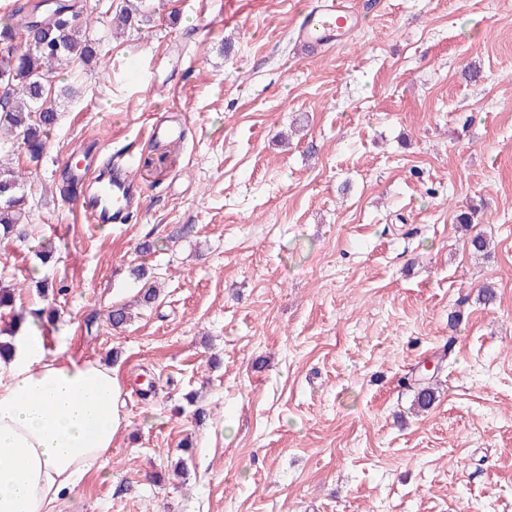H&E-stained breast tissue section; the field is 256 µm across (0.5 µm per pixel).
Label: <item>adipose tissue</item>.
Instances as JSON below:
<instances>
[{"mask_svg": "<svg viewBox=\"0 0 512 512\" xmlns=\"http://www.w3.org/2000/svg\"><path fill=\"white\" fill-rule=\"evenodd\" d=\"M39 319L0 360V512H54L121 425L111 367L48 356Z\"/></svg>", "mask_w": 512, "mask_h": 512, "instance_id": "obj_1", "label": "adipose tissue"}]
</instances>
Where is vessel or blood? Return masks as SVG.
<instances>
[{"mask_svg": "<svg viewBox=\"0 0 512 512\" xmlns=\"http://www.w3.org/2000/svg\"><path fill=\"white\" fill-rule=\"evenodd\" d=\"M356 18L347 0H324L304 16L298 31L306 47L314 49L344 41L353 31ZM132 181L128 171L114 169L107 185L98 188L95 205L86 212L97 224L125 223L135 200L131 191Z\"/></svg>", "mask_w": 512, "mask_h": 512, "instance_id": "vessel-or-blood-1", "label": "vessel or blood"}]
</instances>
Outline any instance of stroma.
Listing matches in <instances>:
<instances>
[{
    "mask_svg": "<svg viewBox=\"0 0 512 512\" xmlns=\"http://www.w3.org/2000/svg\"><path fill=\"white\" fill-rule=\"evenodd\" d=\"M317 2L145 0L114 37L126 0H99L100 63L57 75L81 87L38 165L15 152L36 233L0 240V282L25 313L64 286L48 355L120 389L107 463L57 512H512V0H350L349 40L307 53ZM99 143L132 163L128 223L56 190Z\"/></svg>",
    "mask_w": 512,
    "mask_h": 512,
    "instance_id": "stroma-1",
    "label": "stroma"
}]
</instances>
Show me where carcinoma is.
Wrapping results in <instances>:
<instances>
[{"mask_svg":"<svg viewBox=\"0 0 512 512\" xmlns=\"http://www.w3.org/2000/svg\"><path fill=\"white\" fill-rule=\"evenodd\" d=\"M96 5L82 0H56L49 5H17L0 23V150L18 141L29 160L39 162L58 112L51 104L53 70L75 60L88 65L97 59L99 40L90 36L84 16ZM82 184L72 172L62 176L61 198L77 194ZM24 183L15 172L0 167V235L25 240Z\"/></svg>","mask_w":512,"mask_h":512,"instance_id":"cac0c4a2","label":"carcinoma"}]
</instances>
